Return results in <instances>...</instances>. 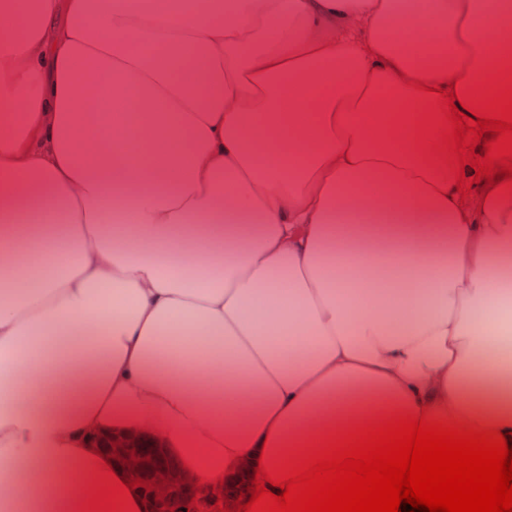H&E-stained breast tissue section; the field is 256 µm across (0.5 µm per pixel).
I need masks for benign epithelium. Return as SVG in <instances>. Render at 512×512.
I'll return each mask as SVG.
<instances>
[{
    "mask_svg": "<svg viewBox=\"0 0 512 512\" xmlns=\"http://www.w3.org/2000/svg\"><path fill=\"white\" fill-rule=\"evenodd\" d=\"M102 447L112 450L120 455L122 463L128 475L139 476L143 480L163 479L167 484L159 485V491L163 492V497L156 498V491H143L147 499L148 509L154 512H181L174 493H165L167 488L175 487L176 476L164 464V452L157 443L151 445L146 439L136 433H129L123 437H110L102 443Z\"/></svg>",
    "mask_w": 512,
    "mask_h": 512,
    "instance_id": "obj_1",
    "label": "benign epithelium"
}]
</instances>
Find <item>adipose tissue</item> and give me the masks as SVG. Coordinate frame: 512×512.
<instances>
[{
	"mask_svg": "<svg viewBox=\"0 0 512 512\" xmlns=\"http://www.w3.org/2000/svg\"><path fill=\"white\" fill-rule=\"evenodd\" d=\"M511 14L0 0V512H73L143 428L193 482L398 408L512 432V198L415 142Z\"/></svg>",
	"mask_w": 512,
	"mask_h": 512,
	"instance_id": "ef3b65f1",
	"label": "adipose tissue"
}]
</instances>
